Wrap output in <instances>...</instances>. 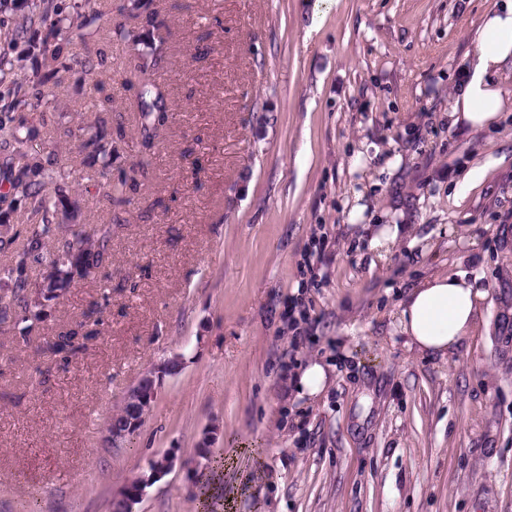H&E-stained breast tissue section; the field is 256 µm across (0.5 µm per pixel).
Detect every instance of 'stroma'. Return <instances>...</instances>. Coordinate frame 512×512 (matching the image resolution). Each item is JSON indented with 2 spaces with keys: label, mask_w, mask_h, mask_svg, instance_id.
I'll use <instances>...</instances> for the list:
<instances>
[{
  "label": "stroma",
  "mask_w": 512,
  "mask_h": 512,
  "mask_svg": "<svg viewBox=\"0 0 512 512\" xmlns=\"http://www.w3.org/2000/svg\"><path fill=\"white\" fill-rule=\"evenodd\" d=\"M495 0H153L169 32V119L140 191L111 224L103 278L72 288L41 336L0 327V512H111L150 459L178 465L136 512H197L203 434L231 457L232 512H512V112L451 125L448 100ZM91 48L112 117L135 132L130 49ZM480 167L469 190L452 186ZM404 224L389 248L368 229ZM329 260L317 264L316 248ZM466 273L485 292L456 355L410 351L407 290ZM109 293L71 361L45 337ZM302 299L311 331L286 312ZM182 357L174 374L168 359ZM324 388L298 387L310 364ZM147 371L158 395L125 446L106 428Z\"/></svg>",
  "instance_id": "stroma-1"
}]
</instances>
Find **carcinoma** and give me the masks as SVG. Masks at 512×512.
Instances as JSON below:
<instances>
[{"instance_id":"carcinoma-1","label":"carcinoma","mask_w":512,"mask_h":512,"mask_svg":"<svg viewBox=\"0 0 512 512\" xmlns=\"http://www.w3.org/2000/svg\"><path fill=\"white\" fill-rule=\"evenodd\" d=\"M39 14L19 26L17 39L24 49L16 58L0 54V87H7L10 104L0 110V251L11 250L8 262L0 264V282L8 288L9 302L0 304V323L7 324L15 337L28 341L50 317V292H67L70 287L93 279L109 258L112 225L124 223L120 213L111 223L75 224L68 208L64 185L71 174L68 152L60 146H46L42 129L53 106L63 101L67 75L82 70L83 79L91 82L93 92L84 105L83 114L67 131V138L77 153L85 155L95 168L94 186L105 199L122 206L131 202L141 182L136 169L112 180L113 159L118 147L128 145L123 123L105 130L106 120L98 112L112 104L98 79V69L107 65L101 57L98 65L80 57L76 45H88L105 25L123 41L131 43L133 70L142 75L137 97L139 124L138 144L144 150L155 146L159 126L167 119L168 105L158 82L152 78L167 56V37L162 33L165 22L145 0H128L120 16L134 22V28L105 17L96 0H81L71 11L58 0H42ZM39 216L35 222L16 224L12 214L19 208ZM19 248L11 249L17 239ZM35 266L49 273L32 277ZM104 306L84 314L74 326L46 339L50 357L68 361L97 338L95 326L101 322ZM223 453L210 457L206 468L197 474V496L205 497L206 512H215L221 485Z\"/></svg>"}]
</instances>
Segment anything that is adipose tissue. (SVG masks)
Listing matches in <instances>:
<instances>
[{
  "label": "adipose tissue",
  "mask_w": 512,
  "mask_h": 512,
  "mask_svg": "<svg viewBox=\"0 0 512 512\" xmlns=\"http://www.w3.org/2000/svg\"><path fill=\"white\" fill-rule=\"evenodd\" d=\"M469 67L448 104L451 124L494 128L507 110L497 78L512 67V0H495L473 32ZM484 294L465 275H432L410 288L400 306L399 327L410 349L447 357L475 329Z\"/></svg>",
  "instance_id": "1"
}]
</instances>
